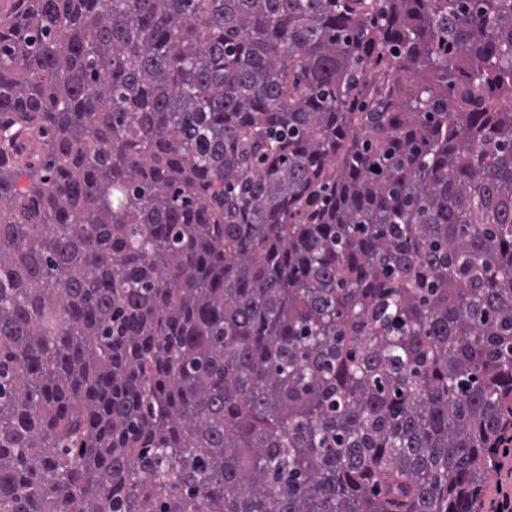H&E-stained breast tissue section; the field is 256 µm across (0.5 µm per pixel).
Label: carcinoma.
Listing matches in <instances>:
<instances>
[{"label":"carcinoma","mask_w":512,"mask_h":512,"mask_svg":"<svg viewBox=\"0 0 512 512\" xmlns=\"http://www.w3.org/2000/svg\"><path fill=\"white\" fill-rule=\"evenodd\" d=\"M505 101L512 0H0V512H473Z\"/></svg>","instance_id":"cac0c4a2"}]
</instances>
